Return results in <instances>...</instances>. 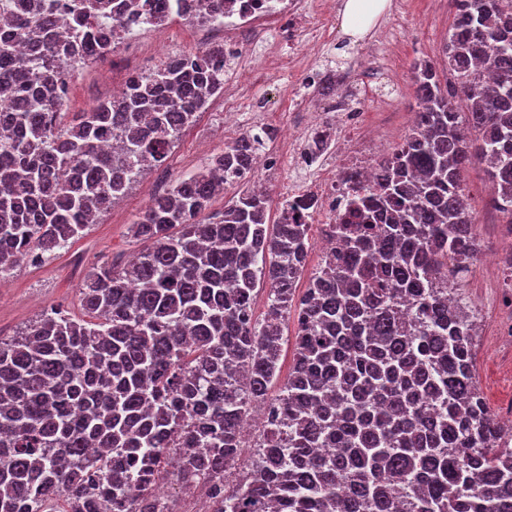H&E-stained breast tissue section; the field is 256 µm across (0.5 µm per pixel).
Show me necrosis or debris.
<instances>
[{
    "instance_id": "necrosis-or-debris-1",
    "label": "necrosis or debris",
    "mask_w": 512,
    "mask_h": 512,
    "mask_svg": "<svg viewBox=\"0 0 512 512\" xmlns=\"http://www.w3.org/2000/svg\"><path fill=\"white\" fill-rule=\"evenodd\" d=\"M230 7L216 22L196 25L198 45H209L217 30H224L225 61L236 60L244 42L281 32L295 42L299 53H307V41L297 40L289 25L307 10H315L318 20L328 16L324 8H311L308 0H230ZM362 114L346 90L328 100L320 112H292L286 121L266 126L267 147L257 156L252 176L279 190L278 205H290L303 199L313 205L304 211V223L317 226L320 243L331 249L336 245L332 231L338 216L348 211L352 195L347 178L357 174L368 183L381 180L388 151L370 135L348 143L343 139L350 127H361Z\"/></svg>"
}]
</instances>
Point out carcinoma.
I'll return each instance as SVG.
<instances>
[{
	"instance_id": "obj_1",
	"label": "carcinoma",
	"mask_w": 512,
	"mask_h": 512,
	"mask_svg": "<svg viewBox=\"0 0 512 512\" xmlns=\"http://www.w3.org/2000/svg\"><path fill=\"white\" fill-rule=\"evenodd\" d=\"M168 0H124L151 25ZM448 72L414 64L419 120L382 182L349 178L336 250L296 297L308 224L248 182L209 212L259 134L175 180L131 224L126 265L92 268L88 319L55 308L0 337V512H173V481L209 512H512V426L488 410L474 328L448 295L478 259L463 174L486 165L512 216V0H451ZM109 0H19L34 67L0 41V275L66 248L165 162L224 87V47L173 53L117 98L63 112L64 71L105 61ZM224 0H198L217 19ZM487 65L493 82L478 75ZM268 287L263 319L253 314ZM294 314L293 364L278 384ZM268 406L258 440L243 426ZM248 457L229 480V467Z\"/></svg>"
}]
</instances>
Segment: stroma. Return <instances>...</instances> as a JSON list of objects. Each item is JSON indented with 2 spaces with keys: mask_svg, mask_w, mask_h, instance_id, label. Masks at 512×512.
Masks as SVG:
<instances>
[{
  "mask_svg": "<svg viewBox=\"0 0 512 512\" xmlns=\"http://www.w3.org/2000/svg\"><path fill=\"white\" fill-rule=\"evenodd\" d=\"M454 19L450 0H387L365 35L347 34L344 17H337L333 34L318 40L310 55H298L293 44L272 37L245 45L239 55L243 70L268 66L274 90L268 94L244 86L243 71L235 75V82L242 85L241 109L262 110L270 118L281 117L296 105L306 111L318 109L301 71H342L348 91L366 114L367 126L390 144H399L411 127L410 115L416 108L413 63L430 62L441 82L449 80L444 46ZM133 41L127 63L138 70L158 62L160 45L176 52L194 48L191 25L178 17L162 29H139ZM126 77V70H111L104 62L80 68L70 82L65 111L80 112L110 98L113 86ZM226 145L221 107L199 113L175 142L167 160L147 169L96 224L43 263L22 264L0 280V337L16 335L51 307L81 317L79 288L90 268L129 262L142 248L132 237L130 226L162 183L196 173L208 156L223 152ZM490 186L484 164L472 163L464 174V190L480 254L455 294L476 317V382L488 408L501 419L512 414V274L505 266L506 259L512 257V226L504 224L502 213L491 207Z\"/></svg>",
  "mask_w": 512,
  "mask_h": 512,
  "instance_id": "obj_1",
  "label": "stroma"
}]
</instances>
